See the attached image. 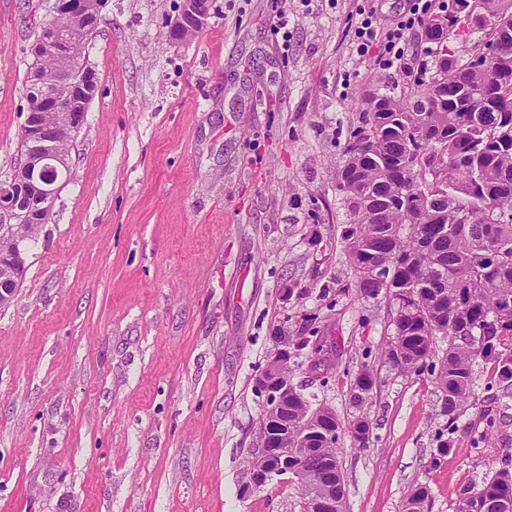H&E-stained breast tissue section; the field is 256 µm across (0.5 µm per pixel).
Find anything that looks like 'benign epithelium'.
I'll list each match as a JSON object with an SVG mask.
<instances>
[{"label": "benign epithelium", "mask_w": 512, "mask_h": 512, "mask_svg": "<svg viewBox=\"0 0 512 512\" xmlns=\"http://www.w3.org/2000/svg\"><path fill=\"white\" fill-rule=\"evenodd\" d=\"M185 11L180 13L171 26L175 37L185 39L206 24L210 16V0H185ZM100 5L91 0H55L53 15L61 22V29L75 34L92 25ZM34 53L51 55L60 59L69 57V51L57 35V28L46 30L45 38L36 44ZM31 86L40 94L28 102L22 113V125L26 131L28 154L19 166L20 172L0 180V230L9 231L17 224H40L50 214L59 194L58 180L69 169V156L59 150L63 143L74 141L84 124L81 114L69 110L71 93L78 87L97 83L95 71L85 61L79 65L59 67L52 81L43 79L39 70L29 73ZM60 113L56 123H45L33 107ZM0 268L6 274L0 277V304L13 301L14 285L23 279L26 271V254L16 249L0 255ZM288 349L284 348L272 356L261 374L263 381L274 376ZM336 499L323 495L306 505V512H333Z\"/></svg>", "instance_id": "obj_1"}]
</instances>
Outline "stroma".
<instances>
[{
	"instance_id": "stroma-1",
	"label": "stroma",
	"mask_w": 512,
	"mask_h": 512,
	"mask_svg": "<svg viewBox=\"0 0 512 512\" xmlns=\"http://www.w3.org/2000/svg\"><path fill=\"white\" fill-rule=\"evenodd\" d=\"M52 3L0 0V178L20 159L30 46ZM180 3L106 0L85 45L98 92L0 306V512H300L288 477L241 481L256 378L301 336L334 368L313 376L299 350L294 384L371 426L341 457L347 512H402L418 482L427 512H453L460 487L512 465L508 382L477 361L478 398L451 422L429 369L383 362L395 310L355 294L336 190L368 99L408 80L378 49L357 57L355 28L370 8L395 26L408 0H212L176 43ZM364 364L379 383L356 408L349 374Z\"/></svg>"
}]
</instances>
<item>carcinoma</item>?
Listing matches in <instances>:
<instances>
[{"instance_id": "cac0c4a2", "label": "carcinoma", "mask_w": 512, "mask_h": 512, "mask_svg": "<svg viewBox=\"0 0 512 512\" xmlns=\"http://www.w3.org/2000/svg\"><path fill=\"white\" fill-rule=\"evenodd\" d=\"M461 2L427 20L433 37L460 32ZM477 2L473 29L489 27L485 39L465 59L443 53L401 94L372 97L336 177L352 215L344 244L357 295L396 306L382 355L401 373L438 359L431 373L450 424L476 396V361L494 359L512 378V83H498L501 71L512 75V33L498 59L486 58L500 38L488 21L512 12V0ZM439 336L448 339L442 351ZM293 367L288 359L275 376L288 387V432L280 437L288 470L256 453L244 487L286 472L304 507L324 492L320 478L329 473L336 512H346L340 454L347 440L367 447L370 426L362 417L344 423L298 390ZM377 384L374 371L361 366L350 380V403H368ZM429 498L427 484L412 485L403 512H425ZM489 500L512 505V471L462 486L454 512H484Z\"/></svg>"}]
</instances>
